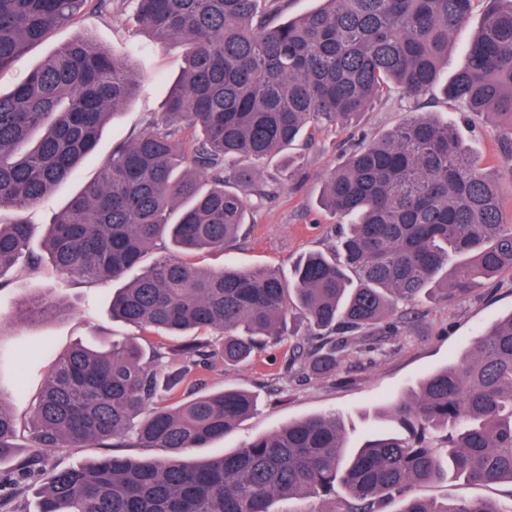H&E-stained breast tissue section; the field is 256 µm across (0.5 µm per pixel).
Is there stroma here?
Instances as JSON below:
<instances>
[{"instance_id": "obj_1", "label": "stroma", "mask_w": 512, "mask_h": 512, "mask_svg": "<svg viewBox=\"0 0 512 512\" xmlns=\"http://www.w3.org/2000/svg\"><path fill=\"white\" fill-rule=\"evenodd\" d=\"M83 36L119 54L129 55L143 85L133 100L104 128L97 149L74 176L59 184L49 198L29 212L35 226L30 247L44 251L47 227L69 198L95 180L111 146L143 127L146 118L162 111L176 77L184 67V53L176 44H153L149 32L126 17L91 6L74 23L54 30L31 48L9 71L0 73V91L9 92L47 56L73 38ZM431 112L440 121L459 128L469 150L483 157L495 178L505 205L512 206V174L499 164L497 144L487 134L485 118L471 117L441 92L414 102L392 94L383 103L360 113L354 129L324 128L312 139H302L272 155L260 167L268 196L252 209L249 230L224 253L190 255V262L218 267L233 264L244 270L276 266L288 271L293 260L332 244L339 217L319 205L322 176L340 162L343 152L356 144V131L375 139L417 112ZM0 289V313L21 300L49 294L75 311L74 316L24 322H0V400L13 413L19 446L28 444L32 404L56 361L75 345L109 348L114 340L133 337L145 349L169 344L170 339L113 318V283L89 284L78 277L61 279L50 259L38 272L19 267L8 272ZM409 322L397 332L374 336L345 351L334 372L317 375L303 365L306 337L288 338L240 365L216 364L202 371L206 389L227 387L253 392L255 412L224 438L190 452L201 461L233 451L245 442L269 434L288 422L314 415H330L342 424L348 447H360L381 433L405 435L390 414L393 404L409 398L420 381L465 355L482 331L512 314V272H503L479 286L473 296L452 303L424 299L409 306ZM425 497L444 502L490 499L512 505V485L481 486L460 479L424 486Z\"/></svg>"}]
</instances>
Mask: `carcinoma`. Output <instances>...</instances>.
Returning a JSON list of instances; mask_svg holds the SVG:
<instances>
[{
    "mask_svg": "<svg viewBox=\"0 0 512 512\" xmlns=\"http://www.w3.org/2000/svg\"><path fill=\"white\" fill-rule=\"evenodd\" d=\"M134 23L159 43L186 47V64L162 112L112 146L97 180L49 225L45 249L57 272L88 283L125 277L166 238L176 251L222 252L244 235L252 199L267 196L247 158L270 155L323 127H343L397 90L415 100L441 89L491 133L512 176V0H320L296 17L290 0H0V72L90 3ZM482 22L465 66L442 69L451 38L475 3ZM128 56L82 37L0 93V276L30 271L25 211L75 174L103 128L137 93ZM320 206L355 217L326 252L275 268L202 269L159 256L112 296V314L141 329L190 341L147 356L133 339L109 350L71 349L33 404L31 455L0 493L21 498L42 482L36 512H274L283 498L341 489L339 512H503L490 500L448 504L420 487L462 479L512 484V314L460 361L393 408L405 437L379 436L352 454L334 416H312L231 453L188 461L180 453L221 439L247 418L256 397L236 388L197 390L198 368L245 362L305 321L319 342L306 357L336 369L349 340L384 327L400 302L471 295L478 279L512 271V217L497 186L459 133L416 117L353 149L323 179ZM71 309L49 294L12 310L15 321ZM222 337L215 343L210 336ZM182 369L160 399L166 360ZM17 422L0 402V464L15 457ZM167 448V458L105 455L75 468L45 464L48 448Z\"/></svg>",
    "mask_w": 512,
    "mask_h": 512,
    "instance_id": "cac0c4a2",
    "label": "carcinoma"
}]
</instances>
